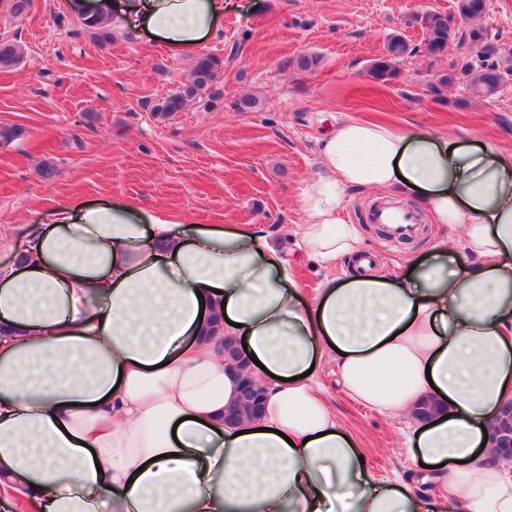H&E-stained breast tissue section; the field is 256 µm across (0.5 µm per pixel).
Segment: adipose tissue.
<instances>
[{"label":"adipose tissue","mask_w":512,"mask_h":512,"mask_svg":"<svg viewBox=\"0 0 512 512\" xmlns=\"http://www.w3.org/2000/svg\"><path fill=\"white\" fill-rule=\"evenodd\" d=\"M233 0H69L74 13L173 50L214 32ZM295 251L248 225L172 224L124 202L65 203L22 248L0 235V512H512V466L485 445L512 393V158L491 145L346 120L319 147ZM415 197L461 226L399 277L373 268L348 189ZM351 261L306 303L296 255ZM246 343L264 416L236 434L234 366L204 319ZM380 412L424 399L446 416L403 437L435 499L376 479L318 396Z\"/></svg>","instance_id":"ef3b65f1"}]
</instances>
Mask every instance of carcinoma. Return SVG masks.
I'll return each mask as SVG.
<instances>
[{"label": "carcinoma", "mask_w": 512, "mask_h": 512, "mask_svg": "<svg viewBox=\"0 0 512 512\" xmlns=\"http://www.w3.org/2000/svg\"><path fill=\"white\" fill-rule=\"evenodd\" d=\"M487 9L485 0H457L456 15L466 23L469 29L463 37H458V27L453 18L436 11H425L414 18L420 28L423 39L420 44L412 45L400 33L391 35L385 45V51L374 59L368 73L377 82L387 83L395 79L400 65L417 51L422 50L426 56L437 59L444 56L448 46L456 39L466 40L469 46L477 48L478 61L467 59L457 67L465 75L469 84L481 93L491 95L503 82V72L495 58L501 55L499 45L492 41L487 28L478 24ZM82 24L92 30L93 37L101 44L112 41L110 23L97 19H82ZM22 46L15 41H0V69L9 70L16 67L23 59ZM224 69V60L211 54L199 56L192 68L190 79L174 90L160 102L153 112L165 119L175 112H180L186 104L205 91ZM256 417L252 403L240 398L236 406L224 414L228 424H239Z\"/></svg>", "instance_id": "obj_1"}]
</instances>
